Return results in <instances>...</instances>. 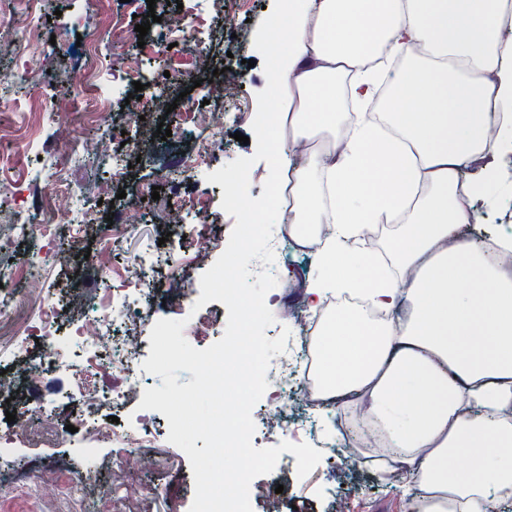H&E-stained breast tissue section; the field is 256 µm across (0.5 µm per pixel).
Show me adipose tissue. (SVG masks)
<instances>
[{
  "instance_id": "obj_1",
  "label": "adipose tissue",
  "mask_w": 512,
  "mask_h": 512,
  "mask_svg": "<svg viewBox=\"0 0 512 512\" xmlns=\"http://www.w3.org/2000/svg\"><path fill=\"white\" fill-rule=\"evenodd\" d=\"M510 23L512 0H284L259 90L288 136L262 142L270 192L243 208L277 216L286 182L295 242L328 226L304 286L314 396L374 422L379 474L414 483L417 512L512 493V229L464 233L512 155Z\"/></svg>"
}]
</instances>
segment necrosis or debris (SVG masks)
Returning <instances> with one entry per match:
<instances>
[{
  "mask_svg": "<svg viewBox=\"0 0 512 512\" xmlns=\"http://www.w3.org/2000/svg\"><path fill=\"white\" fill-rule=\"evenodd\" d=\"M201 0H190L183 12L169 17L153 43L152 52L162 51L170 37L189 44L198 64L209 61L204 28L207 17L199 11ZM238 90L237 84L215 82L211 107L188 108L182 119V132L195 136L198 129L210 131L202 144L196 161L214 162L220 156L223 140L218 131L224 124V99ZM185 162V173H192L195 163ZM12 224L13 237L0 238V252L12 249L17 240L35 239L39 248L53 245L57 237L78 238L91 222L89 206L75 205L67 213H60L53 195H45L35 207L21 208L11 198L0 196V222ZM153 257H142L135 265L126 267L117 281L108 282L104 293L84 299L80 310L71 316L66 328L56 324L57 309L36 288L37 275L32 266L7 267L0 270V347L14 353L19 360L17 370L0 374V396L10 395L17 379L40 386L56 373L68 375L76 388L71 400L79 405L89 422L82 427L81 443L88 456H96L99 444L109 438L124 448H142L154 444L155 438L147 418H137L135 424L117 430L99 412L104 406L121 407L128 400L142 396V373L139 334L146 321L142 308L132 300L153 273ZM128 327L124 335H116V323ZM315 326L303 321L294 344L269 367L266 380L269 387L264 395L269 405L266 417L267 431L279 433L281 415L289 398L297 396L305 405H313V391L309 378L312 364L310 344ZM39 342L41 352H28L31 342ZM122 372V385L104 386L97 377L102 371ZM36 442L25 414H17L10 431L0 435V485L8 487L15 497H43L51 494L75 495L88 485L85 477L60 483L49 470L39 468L16 469L10 466V451L30 447Z\"/></svg>",
  "mask_w": 512,
  "mask_h": 512,
  "instance_id": "4bbe7bcc",
  "label": "necrosis or debris"
}]
</instances>
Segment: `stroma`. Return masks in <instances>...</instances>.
Listing matches in <instances>:
<instances>
[{"instance_id": "stroma-1", "label": "stroma", "mask_w": 512, "mask_h": 512, "mask_svg": "<svg viewBox=\"0 0 512 512\" xmlns=\"http://www.w3.org/2000/svg\"><path fill=\"white\" fill-rule=\"evenodd\" d=\"M226 2L237 14L234 33H226L223 19L214 17L210 20L207 37L213 67L225 64L236 68L241 75L236 98L224 106V150L220 155L224 164L240 157H253L255 153L247 139L255 134L253 116L264 113L265 107L254 89L260 83L265 60L273 48L269 26L281 8V0ZM98 7L97 0H43L40 36L33 47V73L12 86L0 85V129L7 132L4 141L0 142V149L22 157L19 183L0 180V194L18 193L20 204L27 207L45 190L53 192L63 202L75 196L93 206L96 225L76 240L55 243L54 253L50 256L35 254L28 241L13 246L9 254L0 255V265L36 264L39 285L53 301L73 300L86 293V278L100 275L97 265L87 259L86 253L99 246L97 228L105 224L111 213L114 190L109 173L82 155V145L111 138L131 124L140 132L165 125L172 129L171 137L150 145L135 140L131 151L123 157L129 170L122 188L127 202L135 204L136 213L125 235L120 236L112 247L114 267L118 270L138 262L147 253L164 259V266L144 286L149 318L157 321L168 318L175 300L174 292L164 284L167 275L199 283L203 272L225 250L236 219L221 207V185L208 182L202 172L187 178L173 171L174 165L181 160L195 157L198 149L197 143L188 142L178 132L180 114L188 106L201 104L207 98L206 87H193L186 77L194 67L191 51L178 45L169 50L166 57H155L142 63L134 46L113 38L110 31L90 24L86 25L83 38L91 47L83 49L78 46V39L70 32L68 23L77 15L94 16ZM138 62L142 63L147 75H167L169 96L176 99V110L166 115L149 111L143 121L130 122L121 108L134 87L127 83L115 88L103 120L78 127L73 146L74 163L63 177H55L57 155L54 145L61 136L66 118L70 113L89 110L92 103L91 96L76 80L77 71L122 74ZM35 101L52 112L53 117L35 127L34 135L40 148L38 152L27 153L8 132L17 126ZM238 132L243 135L239 141L234 138ZM200 194L208 198L204 212L189 215L179 224L156 223L160 204L177 197ZM492 196V205L479 208L473 224L467 228L470 239L486 238L490 226L499 223L501 213L512 211V178L494 189ZM204 236L211 238L214 246L207 257L200 260L196 253L199 240ZM271 250L274 262L270 271L278 279V289L285 299H300L302 285L314 267L313 261H305L297 269L287 265L285 245H272ZM70 387L71 381L66 376L59 377L57 388L41 393L33 392L31 386L22 381L17 385L12 402L0 400V433L8 428L6 413L9 408L24 412L40 404L49 410L57 406L62 409L56 433L42 436L38 447L19 451L17 465L48 464L73 475L88 472L96 475V482L89 485L83 500H61L63 512H189L194 497L193 474L185 453L174 446L169 449L171 463L165 469L150 466L151 449H137L140 462L133 471L148 485V497L134 504L111 498L101 502V495H107L109 491L110 462L113 457L122 455L123 450L107 440L102 444L103 454L97 462H88L83 457L78 448V437L71 431L72 426L78 425L79 415L76 409L62 407V395ZM256 482L276 491L282 512H411L413 500L412 494L406 493L401 485L382 480L371 466L348 467L332 463L325 457L306 477H298L296 466L291 464L257 477ZM345 482L356 488L354 496L347 499L338 494L339 485Z\"/></svg>"}]
</instances>
